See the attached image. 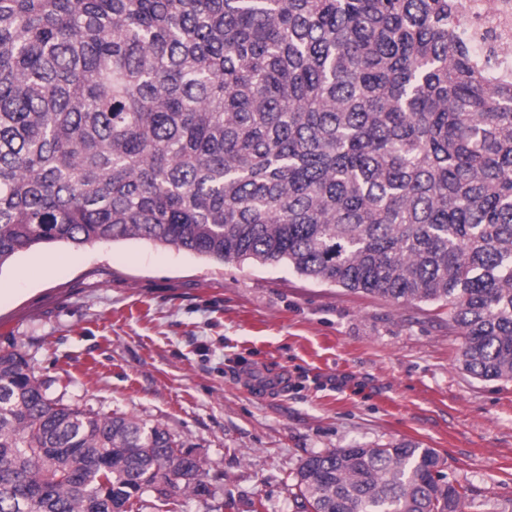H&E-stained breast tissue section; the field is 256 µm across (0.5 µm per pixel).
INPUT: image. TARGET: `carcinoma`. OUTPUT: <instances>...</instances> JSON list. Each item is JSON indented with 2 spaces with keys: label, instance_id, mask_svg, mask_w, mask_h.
Listing matches in <instances>:
<instances>
[{
  "label": "carcinoma",
  "instance_id": "cac0c4a2",
  "mask_svg": "<svg viewBox=\"0 0 512 512\" xmlns=\"http://www.w3.org/2000/svg\"><path fill=\"white\" fill-rule=\"evenodd\" d=\"M143 239L448 306L512 379V81L456 0H0V268ZM160 424L51 398L0 351V512L211 494ZM415 443L300 465V512H462Z\"/></svg>",
  "mask_w": 512,
  "mask_h": 512
}]
</instances>
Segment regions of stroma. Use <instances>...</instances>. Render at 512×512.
<instances>
[{"mask_svg":"<svg viewBox=\"0 0 512 512\" xmlns=\"http://www.w3.org/2000/svg\"><path fill=\"white\" fill-rule=\"evenodd\" d=\"M447 307L128 239L37 246L0 267V350L50 397L158 423L193 446L212 497L142 512H298L311 454L435 449L463 512H512V381L460 367ZM284 375V390L255 373Z\"/></svg>","mask_w":512,"mask_h":512,"instance_id":"35a3bbf8","label":"stroma"}]
</instances>
